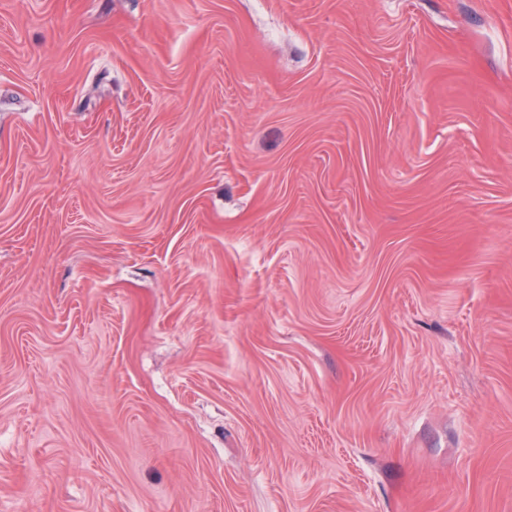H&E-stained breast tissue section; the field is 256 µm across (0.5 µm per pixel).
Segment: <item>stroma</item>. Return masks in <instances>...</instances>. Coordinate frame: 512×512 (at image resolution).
I'll return each instance as SVG.
<instances>
[{
	"label": "stroma",
	"mask_w": 512,
	"mask_h": 512,
	"mask_svg": "<svg viewBox=\"0 0 512 512\" xmlns=\"http://www.w3.org/2000/svg\"><path fill=\"white\" fill-rule=\"evenodd\" d=\"M0 512H512V0H0Z\"/></svg>",
	"instance_id": "obj_1"
}]
</instances>
